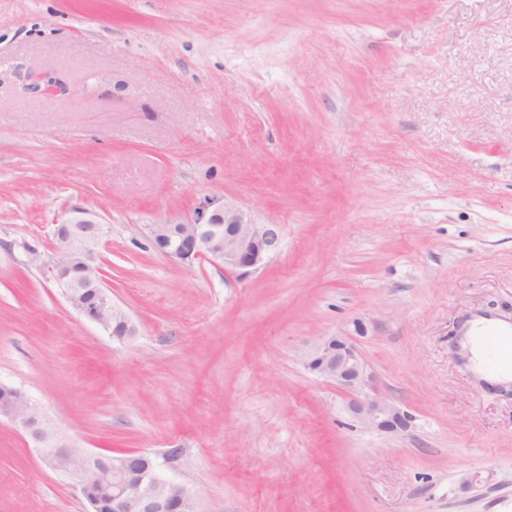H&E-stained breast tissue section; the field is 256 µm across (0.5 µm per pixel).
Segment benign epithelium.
Returning <instances> with one entry per match:
<instances>
[{
	"instance_id": "benign-epithelium-1",
	"label": "benign epithelium",
	"mask_w": 512,
	"mask_h": 512,
	"mask_svg": "<svg viewBox=\"0 0 512 512\" xmlns=\"http://www.w3.org/2000/svg\"><path fill=\"white\" fill-rule=\"evenodd\" d=\"M146 230L169 260L186 267L206 261L226 273L247 274L262 267L281 242L280 225L259 224L231 202H209L186 221H160L147 225ZM106 234L107 227L96 211L74 207L56 229L61 246L41 265L68 298L71 289L79 285L93 289V306L73 302L86 322L109 331L111 323L117 321L125 334L132 336L136 327L112 301L111 289L103 278L100 248ZM302 362L309 372L334 383L347 395L345 410L361 428L385 435H399L409 429L411 416L375 391L353 337L346 333L321 336L302 353ZM3 389L0 416L29 437L52 469L66 472L75 481L87 512H195L189 490L162 477L157 459L132 469L121 453L108 455L77 448L48 420L35 418V404L24 391L6 384Z\"/></svg>"
}]
</instances>
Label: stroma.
<instances>
[{"label": "stroma", "mask_w": 512, "mask_h": 512, "mask_svg": "<svg viewBox=\"0 0 512 512\" xmlns=\"http://www.w3.org/2000/svg\"><path fill=\"white\" fill-rule=\"evenodd\" d=\"M212 199L280 225L278 253L228 276L147 237ZM73 207L109 228L134 336L32 259ZM476 311L512 317V0H0V382L78 447L180 449L162 472L197 512H512V389L459 345ZM357 320L405 435L299 359ZM0 512H86L3 418Z\"/></svg>", "instance_id": "1"}]
</instances>
